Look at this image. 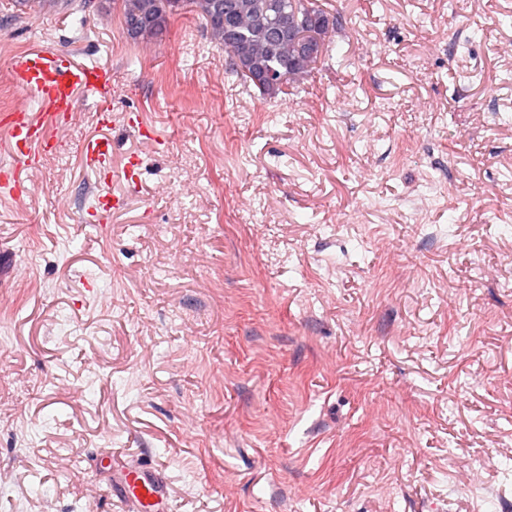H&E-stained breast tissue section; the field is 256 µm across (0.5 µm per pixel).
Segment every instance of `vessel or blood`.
<instances>
[{
  "label": "vessel or blood",
  "instance_id": "1",
  "mask_svg": "<svg viewBox=\"0 0 512 512\" xmlns=\"http://www.w3.org/2000/svg\"><path fill=\"white\" fill-rule=\"evenodd\" d=\"M11 73L26 99L1 120L9 134L10 151L18 161L17 166L0 167V187L4 189L20 184V168L38 169L43 155L50 150L45 123L31 112L30 102L46 105L50 120L65 128L74 118L79 92L93 90L103 97L112 93L108 67L79 64L68 55L43 48H32L16 56ZM111 155V143L104 138L88 141L83 149L85 165L95 170L110 167ZM122 479L128 499L139 512H155L160 498L159 483L145 478L137 463L125 468Z\"/></svg>",
  "mask_w": 512,
  "mask_h": 512
}]
</instances>
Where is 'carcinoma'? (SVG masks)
Returning a JSON list of instances; mask_svg holds the SVG:
<instances>
[{"instance_id":"obj_1","label":"carcinoma","mask_w":512,"mask_h":512,"mask_svg":"<svg viewBox=\"0 0 512 512\" xmlns=\"http://www.w3.org/2000/svg\"><path fill=\"white\" fill-rule=\"evenodd\" d=\"M13 6L15 18L49 8L111 12L132 41L153 38L191 13L229 54L226 76L266 100L319 70L342 27L341 16L318 0H13Z\"/></svg>"}]
</instances>
